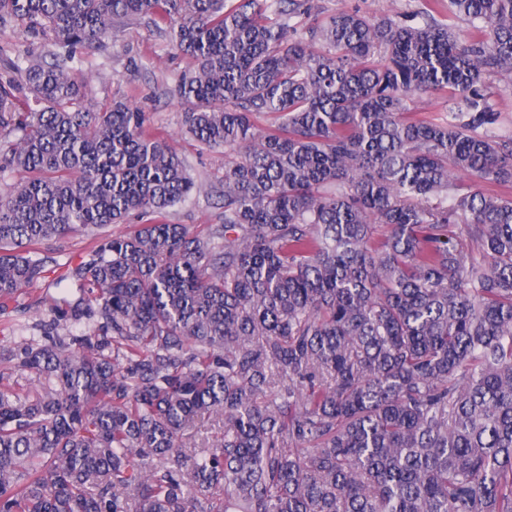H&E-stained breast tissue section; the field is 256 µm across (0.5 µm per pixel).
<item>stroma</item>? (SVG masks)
Masks as SVG:
<instances>
[{"instance_id":"1","label":"stroma","mask_w":512,"mask_h":512,"mask_svg":"<svg viewBox=\"0 0 512 512\" xmlns=\"http://www.w3.org/2000/svg\"><path fill=\"white\" fill-rule=\"evenodd\" d=\"M193 67V59L176 51L161 29L140 20L122 27L107 50L86 54L83 65L89 74V103L103 108L112 100L123 99L142 108L149 114L152 128L184 159L191 175L211 185V193L192 196L169 215L172 223L202 227L224 219L219 197L224 155L201 147L184 132V108L171 89L176 76ZM93 239L75 235L43 243L40 254L46 263L41 279L0 315V329L11 325L32 328L49 319V308L58 296L55 281L86 257Z\"/></svg>"}]
</instances>
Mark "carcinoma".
<instances>
[{
	"mask_svg": "<svg viewBox=\"0 0 512 512\" xmlns=\"http://www.w3.org/2000/svg\"><path fill=\"white\" fill-rule=\"evenodd\" d=\"M438 4L0 0V312L38 245L140 219L75 268L95 307L0 349L38 383L0 372V512H512V198L460 180L512 182L485 90L512 0H448L465 29ZM131 20L195 61L222 224L168 222L203 185L146 113L85 103ZM429 91L440 122L408 115ZM418 0H319L328 9L359 8L373 15H393L415 9Z\"/></svg>",
	"mask_w": 512,
	"mask_h": 512,
	"instance_id": "cac0c4a2",
	"label": "carcinoma"
}]
</instances>
